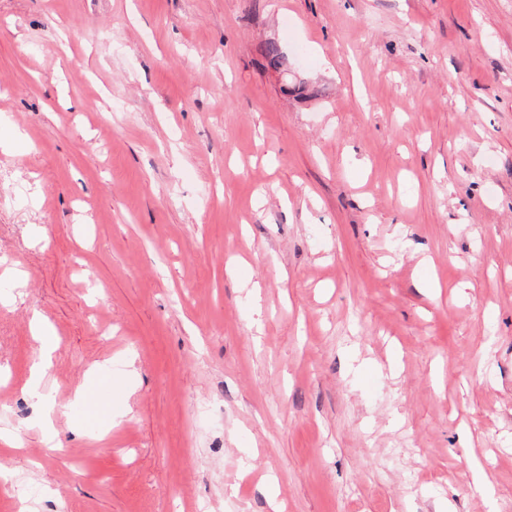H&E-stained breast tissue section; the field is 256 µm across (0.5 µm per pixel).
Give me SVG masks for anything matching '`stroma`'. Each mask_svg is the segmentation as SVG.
<instances>
[{
	"label": "stroma",
	"instance_id": "1",
	"mask_svg": "<svg viewBox=\"0 0 512 512\" xmlns=\"http://www.w3.org/2000/svg\"><path fill=\"white\" fill-rule=\"evenodd\" d=\"M0 282V512H512V0H0ZM32 333L37 340L38 355L32 367V377L29 386V396L42 401L41 382L47 366V356L56 348L57 339L53 336V332L42 318L34 317L32 325Z\"/></svg>",
	"mask_w": 512,
	"mask_h": 512
}]
</instances>
